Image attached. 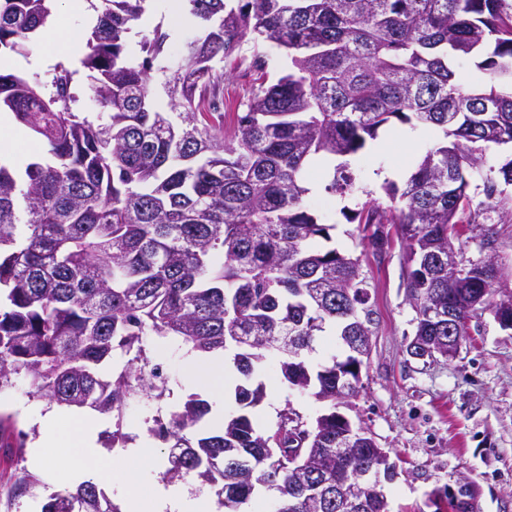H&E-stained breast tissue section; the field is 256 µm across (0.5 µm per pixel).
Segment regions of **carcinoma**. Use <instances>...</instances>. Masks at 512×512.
I'll return each mask as SVG.
<instances>
[{
    "label": "carcinoma",
    "instance_id": "obj_1",
    "mask_svg": "<svg viewBox=\"0 0 512 512\" xmlns=\"http://www.w3.org/2000/svg\"><path fill=\"white\" fill-rule=\"evenodd\" d=\"M53 2L0 0V50L25 53ZM147 2L91 3L97 24L78 69L58 63L40 82L0 73V110L42 138L52 158L28 164L23 178L0 165V389L23 373L34 397L119 417L133 395L158 390L155 370H146V332L205 355L254 336L234 356L239 412L221 431L194 433L210 413L194 396L155 429L168 444L164 478L197 476L224 512H240L262 484L274 493L273 512H341L336 478L372 466V449L303 471L291 458L323 457L336 427L306 441L286 410L268 433L251 419L264 397L251 376L274 351L265 337L293 336L309 351L328 327L355 335V316L374 334L360 258L313 246L329 239L330 226L304 205L309 162L341 158L326 190L350 195L349 159L391 119L435 137L402 185L383 186L395 205L369 201L346 218L362 226L364 241L373 226L395 227L404 288L419 308L415 335L446 336L451 327L466 336L467 320L497 310L498 265L491 255L452 266L438 257L462 254L458 224L512 223V197L501 189L512 185V159L482 174L483 200L469 194L483 147L512 143V0H237L230 10L224 0H188L203 33L183 42L174 69L158 28L141 37V61L125 54ZM260 39L285 52L288 69L267 82V54L254 51L260 83L228 136L218 65ZM459 58L474 60L480 86H463L452 65ZM81 70L105 111L95 121L75 110ZM156 70L166 75L173 116L154 108ZM477 295L481 305L459 308ZM422 298L453 320L428 318ZM117 346L134 356L106 381L97 366ZM282 355L284 380L313 390L334 413L335 364L299 370ZM24 442L20 430L9 509L37 488L22 466ZM357 499L388 512L367 490ZM74 500L82 512H118L90 480L52 493L42 512H70Z\"/></svg>",
    "mask_w": 512,
    "mask_h": 512
}]
</instances>
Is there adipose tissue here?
<instances>
[{"label":"adipose tissue","instance_id":"adipose-tissue-1","mask_svg":"<svg viewBox=\"0 0 512 512\" xmlns=\"http://www.w3.org/2000/svg\"><path fill=\"white\" fill-rule=\"evenodd\" d=\"M42 427L41 437L32 445L30 456L34 463L46 468L50 478L59 484L69 483L87 468H94L99 481L112 488H129L123 512H209L206 501L189 493L184 487L148 481L154 454L149 447L126 449L124 465L116 467L105 460L98 439L102 422L98 415L85 413L71 422L70 436L77 454L70 461L52 458L50 449L62 420L55 409L38 407L34 412Z\"/></svg>","mask_w":512,"mask_h":512}]
</instances>
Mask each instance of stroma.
Masks as SVG:
<instances>
[{
    "mask_svg": "<svg viewBox=\"0 0 512 512\" xmlns=\"http://www.w3.org/2000/svg\"><path fill=\"white\" fill-rule=\"evenodd\" d=\"M171 25L169 12L156 6L141 24L140 34L131 35L130 53L139 55L141 34L158 28L169 35L165 46L169 63H177L181 44L193 30L186 26L175 33ZM251 54L247 48L241 58L224 62V129L228 132L234 130L236 114L243 111L255 84ZM428 147L426 137L394 121L353 162L357 186L353 195L326 192L334 166L330 159L318 163L308 182L305 204L330 224L333 246L360 257L377 313L371 355L362 368V387L345 413L354 424L368 429L399 466L398 477L385 487L390 512H435L433 490L462 477L479 490V512H512V330L502 329L487 310L468 321L456 358L434 362L412 358L407 347L414 336L416 313L402 284L404 251L395 241L383 258L374 257L361 245L357 225L347 223L342 215L343 209L369 200L389 207L383 184L402 183ZM143 345L150 362L164 368V392L159 398L133 397L123 411L122 426L128 445L148 442L163 464L167 448L150 435L153 422H168L193 394L211 403L223 398L228 416L236 413L237 406L232 387L219 393L195 385L180 339L148 336ZM251 381L262 385L265 392L252 412L258 430L274 429L280 412L287 408L307 428L327 410L326 403L284 380L277 359L266 360ZM29 390L28 378L16 376L11 387L0 390L8 399L0 409L15 414L34 441L41 427L30 412L43 401L31 397Z\"/></svg>",
    "mask_w": 512,
    "mask_h": 512,
    "instance_id": "1",
    "label": "stroma"
}]
</instances>
